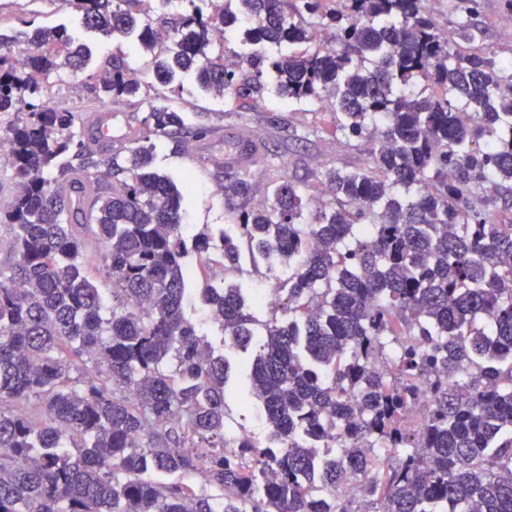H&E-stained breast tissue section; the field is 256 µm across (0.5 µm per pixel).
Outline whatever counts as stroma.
<instances>
[{"instance_id":"obj_1","label":"stroma","mask_w":512,"mask_h":512,"mask_svg":"<svg viewBox=\"0 0 512 512\" xmlns=\"http://www.w3.org/2000/svg\"><path fill=\"white\" fill-rule=\"evenodd\" d=\"M482 26L485 30L483 47L507 55L512 51V0H482ZM74 12L56 4L55 0H0V31L12 33L30 30L38 26H74ZM94 60L87 70L72 75L65 74L51 81L48 97L78 110L80 120H88L90 108L96 99L90 91L92 75L98 68V58L109 54L122 56L127 66L140 71L148 64L128 38L115 36L108 42L90 36L86 39ZM167 105L183 112H203L212 126L210 135L202 139L177 142L169 138H157L153 166L174 180H182L185 174H193L194 190L185 201L189 222L194 230L206 231L212 240H219L228 223L224 208V194L218 159L226 150L225 140L235 132L246 129L264 145L265 156H277L286 165L289 176L314 180L327 168L354 166L363 162V149L347 146L336 128L330 113L311 107L295 111L284 106L275 94H266L259 106H248L236 112H226L224 102L207 96L191 76L179 77L172 85L159 93L137 99L112 102L111 153L122 154L127 150L132 134L142 131L149 105ZM281 117L283 128L270 126L267 114Z\"/></svg>"}]
</instances>
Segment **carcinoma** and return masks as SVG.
<instances>
[{
  "mask_svg": "<svg viewBox=\"0 0 512 512\" xmlns=\"http://www.w3.org/2000/svg\"><path fill=\"white\" fill-rule=\"evenodd\" d=\"M205 2L154 19L141 0H63L87 31L135 34L160 84L190 73L232 112L273 77L367 158L325 170L321 206L273 159L259 204L250 169L224 170L222 279L245 242L279 252L288 280L267 321L243 289L206 281L216 347L185 314L186 258H209L210 238L185 237V196L151 168L153 145L104 157L94 129L46 103L88 47L64 26L0 33V116L22 114L0 209V512H512V223L495 221L512 211V60L477 46L481 0H450V32L429 0ZM140 90L114 55L91 86L103 101ZM144 125L145 140L211 131L153 105ZM93 251L108 293L82 273ZM255 339L249 393L271 442L229 449L226 352ZM329 439L336 461L314 483ZM359 476L358 497H332Z\"/></svg>",
  "mask_w": 512,
  "mask_h": 512,
  "instance_id": "cac0c4a2",
  "label": "carcinoma"
}]
</instances>
